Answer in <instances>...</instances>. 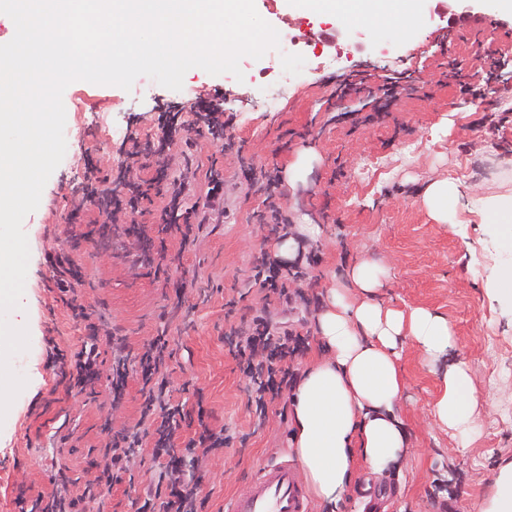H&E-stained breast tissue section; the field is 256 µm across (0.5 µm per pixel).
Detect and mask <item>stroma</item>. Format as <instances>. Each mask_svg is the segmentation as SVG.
<instances>
[{
	"instance_id": "stroma-1",
	"label": "stroma",
	"mask_w": 512,
	"mask_h": 512,
	"mask_svg": "<svg viewBox=\"0 0 512 512\" xmlns=\"http://www.w3.org/2000/svg\"><path fill=\"white\" fill-rule=\"evenodd\" d=\"M255 5L281 39L296 40L309 60L305 68L285 58L245 57L240 81L193 69L178 91L153 81L134 82L128 91L85 81L66 88V153L23 222L30 250L23 307L8 316L14 327L27 328L29 347L17 370L26 385L0 421V512H18L21 498L29 512H41L37 498L51 495L50 477L59 470L72 493L82 492L107 462L104 422L116 432L149 427L141 419L138 377H130L113 410L102 399L67 391L49 365L53 350L79 348L87 336L50 280L46 259L53 247L72 249L89 281L86 305L107 331L126 337L132 352H143L158 335L168 337L173 356L165 373L173 401L183 406L176 445L204 426L223 432V449L182 463L185 475L203 479V512H224L225 500L244 490L260 466L295 462L291 403L283 398L256 414L230 329L264 313L276 328L307 334L302 367L321 353L318 325L304 303L267 301L254 284L255 256L280 246L266 242L260 181L240 172L245 163L285 170L302 154L309 164L298 180L283 182L278 202L294 225L299 251L320 257L307 293L347 286L352 267L368 262L383 273L385 307L442 315L454 337L449 354L436 359L413 339H402L398 411L409 452L380 472L358 462L336 512H480L498 465L512 459V303L493 291L499 272L512 264V248L499 225L482 221L488 201L512 197V123L499 130L478 125L486 113L512 112V9H501L500 0L467 6L424 0L419 16L398 31L314 13L297 0ZM491 53L504 65L484 98L461 96L450 72L474 75ZM404 71L412 72L414 83L384 121L356 128L337 121L338 113L359 110L368 98H338L336 77L358 73L374 86ZM213 92L224 112L235 116L231 133L242 154L223 152L220 142L190 130L172 146L168 161L175 175L192 166L194 201L205 196L209 171L218 167L224 217L205 224L195 247L166 237L163 277L134 264L135 237H122L110 250L91 239L73 245L67 216L85 156L120 165L124 137L153 135L158 105L188 106ZM444 179L461 184L451 224L436 221L423 201L426 187ZM310 222L320 225L319 238L304 233ZM176 280L191 284L178 309ZM455 363L466 366L475 389L476 426L465 436L441 426L432 413L439 380ZM161 470L151 448L143 447L120 481L103 488L108 512H141L144 490Z\"/></svg>"
}]
</instances>
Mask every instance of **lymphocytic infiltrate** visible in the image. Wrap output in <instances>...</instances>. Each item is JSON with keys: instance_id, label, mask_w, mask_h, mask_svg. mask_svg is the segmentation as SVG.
<instances>
[{"instance_id": "f902f5d3", "label": "lymphocytic infiltrate", "mask_w": 512, "mask_h": 512, "mask_svg": "<svg viewBox=\"0 0 512 512\" xmlns=\"http://www.w3.org/2000/svg\"><path fill=\"white\" fill-rule=\"evenodd\" d=\"M167 164H160L156 175L146 183L127 180L124 172H111L99 165L88 164L82 188L80 205H92L98 211V223L121 224L145 215L153 197L165 199L163 232L180 236L183 244L196 245L202 223L207 220L208 210L224 201V179L220 171H213L210 187L202 206L187 203L193 173L184 167L179 175L167 173ZM319 258L310 254L305 265H283L269 250H262L255 261V281L269 294L292 300L301 296L302 285L309 278L308 268ZM52 279L61 301L71 310L74 319L83 322L91 336H98L101 327L94 320L95 312L81 301L86 285L80 265L70 253L63 252L49 257ZM239 354L244 362L243 371L254 384V402L257 411H265L268 403L280 398L283 388L295 387L298 369L288 365L296 346L302 345L301 336L292 330L281 332L272 329L264 317L252 319L239 332ZM112 365L103 369L96 344L87 343L80 349L58 353L56 361L69 389L95 393L97 381H105L110 408H117L127 386L130 373L140 374L144 392L142 415L152 420L157 440L152 449L154 459L168 458L162 478L165 488L150 487L145 492L144 508L159 507L160 512H200L206 499L203 481L198 477L185 476L172 456L175 452L173 438L182 415L181 405L172 401L171 390L163 372L170 355L165 337H155L140 355H132L124 338L111 340ZM139 433L110 436L108 446L111 455L106 467L95 476L91 486L81 494L67 492L68 481L64 475L50 478L56 490L45 505L43 512H80L82 504L95 501L96 486L111 484L120 479L129 461L142 446Z\"/></svg>"}]
</instances>
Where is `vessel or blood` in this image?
<instances>
[{
  "label": "vessel or blood",
  "instance_id": "b4317fda",
  "mask_svg": "<svg viewBox=\"0 0 512 512\" xmlns=\"http://www.w3.org/2000/svg\"><path fill=\"white\" fill-rule=\"evenodd\" d=\"M227 512H310L307 491L292 464L261 468L247 489L233 497Z\"/></svg>",
  "mask_w": 512,
  "mask_h": 512
}]
</instances>
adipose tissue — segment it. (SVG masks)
Returning a JSON list of instances; mask_svg holds the SVG:
<instances>
[{
    "label": "adipose tissue",
    "instance_id": "1",
    "mask_svg": "<svg viewBox=\"0 0 512 512\" xmlns=\"http://www.w3.org/2000/svg\"><path fill=\"white\" fill-rule=\"evenodd\" d=\"M303 4L351 21L396 27L419 14V0H303ZM350 279L366 299L353 301L351 289L332 291L317 319L328 355L299 381L292 401V448L306 484L329 512H335L349 486L356 458L383 469L399 461L408 446L404 420L395 411L403 389L396 366L400 338H412L430 358L447 354L453 342L444 317L425 309L386 308L377 302L383 280L374 265H356ZM473 402L472 379L464 366L456 365L444 373L432 413L442 426L464 430L472 423Z\"/></svg>",
    "mask_w": 512,
    "mask_h": 512
}]
</instances>
